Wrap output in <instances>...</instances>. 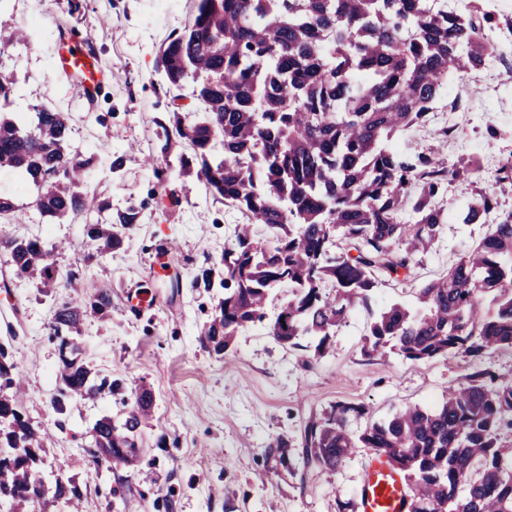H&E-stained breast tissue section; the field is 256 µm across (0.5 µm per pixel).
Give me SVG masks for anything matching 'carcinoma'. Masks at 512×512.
I'll use <instances>...</instances> for the list:
<instances>
[{"label":"carcinoma","mask_w":512,"mask_h":512,"mask_svg":"<svg viewBox=\"0 0 512 512\" xmlns=\"http://www.w3.org/2000/svg\"><path fill=\"white\" fill-rule=\"evenodd\" d=\"M493 28L479 4L462 12L448 9V0H198L158 59L169 87L190 86L198 111L175 112L161 127L166 142L190 150L181 167L195 164L209 193L248 218L224 248L222 276L213 279L208 268L196 277L220 289L204 344L220 354L240 328L264 322L277 342L308 338L321 354L346 313L368 306L377 281L408 274L414 255L455 219L491 228L445 274L416 289L414 305L376 314L368 352L389 345L419 361L512 349V212L490 221L498 201L485 191L463 207L444 205L449 183L478 172L469 161L450 165L442 157L456 126L441 127L434 143L413 154L392 143L431 121L449 77L505 56L486 37ZM23 38L0 22V51ZM14 85L0 72V173L25 174L41 224L97 214L87 235L99 254L112 252L121 238L88 189L93 159L71 148L67 113L34 106L23 119L6 111ZM494 182L512 186L511 159ZM407 211L411 223L402 220ZM0 246L17 277L56 284L54 247L41 238ZM282 287L291 295L270 315L271 292ZM488 296L491 313L483 312ZM111 313V292L95 287L55 308L52 335L62 348L85 319ZM19 373L0 346V512L48 504L39 468L44 439L14 391ZM58 373L62 386L50 404L60 415L120 387L96 379L73 349L60 353ZM152 408L144 389L120 418L95 420L86 452L96 467L134 461ZM353 411L338 404L305 422L303 466L336 469L351 449L370 448L410 481L409 512H512V444L500 438L512 430L511 382L475 368L436 408H406L357 436L346 429ZM53 485V500L87 512L79 482L58 475Z\"/></svg>","instance_id":"cac0c4a2"}]
</instances>
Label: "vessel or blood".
<instances>
[{"label":"vessel or blood","instance_id":"1","mask_svg":"<svg viewBox=\"0 0 512 512\" xmlns=\"http://www.w3.org/2000/svg\"><path fill=\"white\" fill-rule=\"evenodd\" d=\"M57 73L72 76L82 100L92 101L104 73L91 50L64 38L54 63ZM411 489L401 471L384 456L369 457L360 489L359 512H407Z\"/></svg>","mask_w":512,"mask_h":512}]
</instances>
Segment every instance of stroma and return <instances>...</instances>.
Wrapping results in <instances>:
<instances>
[{
    "instance_id": "obj_1",
    "label": "stroma",
    "mask_w": 512,
    "mask_h": 512,
    "mask_svg": "<svg viewBox=\"0 0 512 512\" xmlns=\"http://www.w3.org/2000/svg\"><path fill=\"white\" fill-rule=\"evenodd\" d=\"M191 18L192 0H0V21L29 35L0 52V69L17 78L12 111L43 105L68 113L72 147L96 158L89 184L99 200L114 215L131 207L140 213L137 224L123 230L122 246L103 256L86 238L84 218L36 223L27 191L17 193L16 217L0 220V239L34 233L48 243L73 241L75 250L57 258L60 275L73 272L81 284L111 289V316L84 321L75 342L99 376L120 381L112 397L71 404L63 416L53 412L59 352L49 327L67 291L17 278L1 251L0 344L18 362L25 409L46 433L43 468L75 478L90 512H108L113 489L138 512H356L370 449H354L331 471L297 465L294 447L289 466H282L269 447L280 436L299 441L304 422L337 403L352 406L347 428L357 435L401 409L438 405L472 367L512 380V350L425 361L363 351L375 312L411 301L416 288L446 272L488 227L445 224L432 249L414 257L411 277L376 284L370 309L346 316L322 358L312 347L276 342L259 326L242 328L224 353L203 348L200 330L213 298L193 280L219 261L245 218L180 173L183 145L172 143L168 155L160 153L159 122L196 109L158 70L161 44ZM64 30L90 36L106 73L92 104L81 102L70 80L53 71ZM434 110L461 132L443 150L448 162L465 157L482 168L512 156V75L506 69L454 81ZM491 125L507 134L490 145ZM118 157L123 164L117 168ZM167 241L179 249L164 275L155 271L154 248ZM138 290L151 291L150 306L131 308ZM143 387L154 394L155 416L141 435L136 463L96 473L82 449L88 427L125 412Z\"/></svg>"
}]
</instances>
